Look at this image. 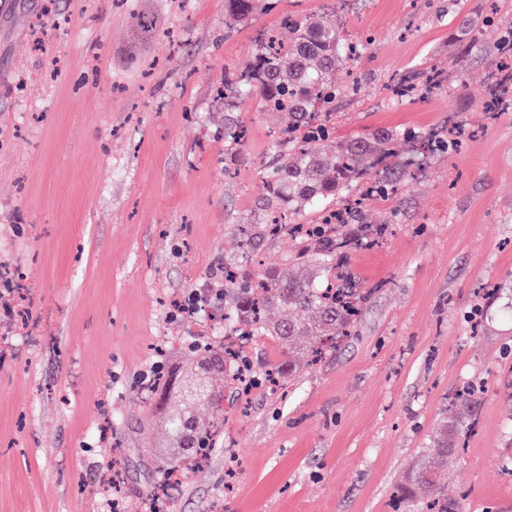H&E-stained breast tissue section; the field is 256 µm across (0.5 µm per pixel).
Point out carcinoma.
<instances>
[{"mask_svg": "<svg viewBox=\"0 0 512 512\" xmlns=\"http://www.w3.org/2000/svg\"><path fill=\"white\" fill-rule=\"evenodd\" d=\"M262 0H226L224 26L251 21ZM291 40L284 45L268 39L257 45L248 66L247 78L224 79V100L237 95L257 97L265 112H277L285 127L273 131L271 153L275 166L262 180L260 210L266 219L256 224H239V251L224 257V316L235 320L233 335L270 336L283 356L305 352L318 355L322 345L348 335L360 312L363 296L354 288H343L336 257L350 240L342 226L358 224L363 212L377 198L396 195L409 174L401 163V137L393 131H374L353 137L335 135L334 115L339 94L337 74H348L358 66L359 49L343 38L334 18H312L303 14L285 20ZM336 141V151L321 149L324 141ZM373 154L385 163L381 181L368 186L359 196L346 192L358 182L364 164ZM323 207L314 224H295V217L310 208ZM295 238L297 247L278 268L262 266L257 251L265 240L283 234ZM277 311L270 321L266 311ZM201 356L195 372L185 376L181 388L185 402L181 411L168 419L176 447L187 434L196 438V456L205 454L217 427L192 415L205 402L219 412L220 392L213 389L211 376L223 374L231 364L244 363L242 352L226 344L219 349L196 345ZM473 392L457 394L433 437V451L415 463L404 485L398 487L395 512H463L461 501L448 496L441 476L448 458L460 454L472 431L469 407Z\"/></svg>", "mask_w": 512, "mask_h": 512, "instance_id": "1", "label": "carcinoma"}]
</instances>
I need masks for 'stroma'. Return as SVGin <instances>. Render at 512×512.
<instances>
[{"instance_id":"1","label":"stroma","mask_w":512,"mask_h":512,"mask_svg":"<svg viewBox=\"0 0 512 512\" xmlns=\"http://www.w3.org/2000/svg\"><path fill=\"white\" fill-rule=\"evenodd\" d=\"M269 0L226 28L225 0H0V512H393V492L455 393L476 386L475 432L445 480L466 512H512V90L487 109L512 0ZM153 31L135 38L131 14ZM297 11L368 41L340 76L336 132L475 137L426 155L372 204L343 258L363 294L350 333L289 380L265 336H236L251 391L222 382L206 466L164 478V416L148 392L219 344L211 308L176 306L224 275L234 228L256 221L278 115L225 103L266 37ZM472 17L478 45L451 55ZM442 89L392 101L394 73ZM247 128L224 163V118Z\"/></svg>"}]
</instances>
